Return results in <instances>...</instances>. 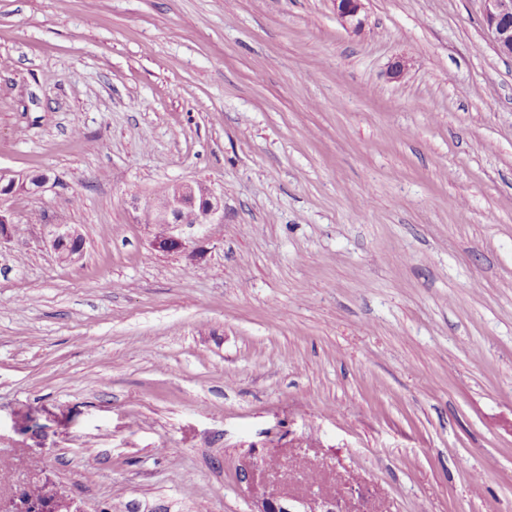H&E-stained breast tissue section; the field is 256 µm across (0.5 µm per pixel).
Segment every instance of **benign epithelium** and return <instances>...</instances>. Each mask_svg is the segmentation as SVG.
Returning <instances> with one entry per match:
<instances>
[{
  "mask_svg": "<svg viewBox=\"0 0 512 512\" xmlns=\"http://www.w3.org/2000/svg\"><path fill=\"white\" fill-rule=\"evenodd\" d=\"M484 22L490 31L495 51L512 57V0H486ZM336 16L343 25L359 32L362 20L359 13L362 0H333ZM48 182V176L38 174L29 177L0 170V237L8 236L12 214L7 202L22 191L36 192ZM148 207L154 215V223L161 231L152 246L163 252L185 251L184 240L174 234L175 228L189 224L224 223V200L210 187L201 182H178L156 193L147 204L132 202L136 213ZM80 237L77 230L66 224L54 233L51 246L62 263L72 264L82 257V252L72 250L71 244ZM240 482L247 485L254 499L252 512H343L341 500L334 495L317 497H290L275 493L265 481L263 467L255 460H246L238 472ZM0 512H84L76 502L59 494L52 486H46L45 495L38 498L25 490L0 506Z\"/></svg>",
  "mask_w": 512,
  "mask_h": 512,
  "instance_id": "7a95c632",
  "label": "benign epithelium"
}]
</instances>
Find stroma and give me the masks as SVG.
Segmentation results:
<instances>
[{"label": "stroma", "mask_w": 512, "mask_h": 512, "mask_svg": "<svg viewBox=\"0 0 512 512\" xmlns=\"http://www.w3.org/2000/svg\"><path fill=\"white\" fill-rule=\"evenodd\" d=\"M484 9L363 0L356 34L331 0H0V170L50 177L0 240L1 499L252 512L251 458L360 512H512V58ZM180 181L224 221L162 252L130 202ZM62 228L61 231L54 233L51 239V246L61 263L72 264L82 257V250L72 251L71 244L80 237L77 230L66 224L56 225Z\"/></svg>", "instance_id": "35a3bbf8"}]
</instances>
